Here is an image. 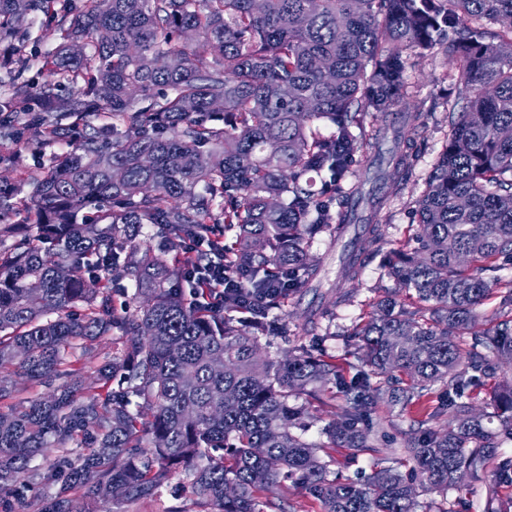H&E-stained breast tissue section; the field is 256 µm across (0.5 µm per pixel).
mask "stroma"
Segmentation results:
<instances>
[{
  "label": "stroma",
  "mask_w": 512,
  "mask_h": 512,
  "mask_svg": "<svg viewBox=\"0 0 512 512\" xmlns=\"http://www.w3.org/2000/svg\"><path fill=\"white\" fill-rule=\"evenodd\" d=\"M406 77L407 88L398 108L403 112H422L425 129L413 146L418 154L413 182L403 190L390 209L382 211L379 216V222L386 230L385 244L380 253L366 263L358 280L353 282L350 302L338 306L329 288L330 282L336 279V256L328 251L327 237L320 236L310 241L308 254L324 262L328 283L317 292L307 288L294 293L282 308L290 323L296 325L303 323L309 311L326 306L332 308V316L320 320L318 333L325 336V348L340 365L357 362L361 352L351 336L353 327L368 318L385 289L395 285L388 273L387 256L391 251L412 246L411 224L415 201L448 139V101L465 90L453 59L439 47L425 56L410 57ZM68 150L69 146L65 143L54 146L40 144L38 135L31 130L18 140L1 137L0 177L14 174V169L6 164L9 158H17L20 167L29 168L38 158H60ZM463 484L462 491L446 496L430 491L421 492L418 512H482L486 484L468 478L464 479ZM124 509L125 512H199L200 506L192 492L189 477L180 470L171 476L157 496L125 504Z\"/></svg>",
  "instance_id": "obj_1"
}]
</instances>
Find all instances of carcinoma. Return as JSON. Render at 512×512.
I'll list each match as a JSON object with an SVG mask.
<instances>
[{
  "instance_id": "carcinoma-1",
  "label": "carcinoma",
  "mask_w": 512,
  "mask_h": 512,
  "mask_svg": "<svg viewBox=\"0 0 512 512\" xmlns=\"http://www.w3.org/2000/svg\"><path fill=\"white\" fill-rule=\"evenodd\" d=\"M38 16L58 44L4 77L0 136L32 127L72 146L0 179V400L14 397L12 375L49 389L0 413V494L45 449L84 448L51 475L41 512H72L75 495L120 512L178 467L202 512H287L290 480L320 512H417L418 489L446 495L465 473L491 486L483 512H502L512 385L493 388L487 414L472 386L512 360V283L485 277L512 260V0H263L259 11L254 0H0V41ZM437 45L466 94L448 108V142L416 200V247L390 270L414 308L377 302L352 332L363 362L349 377L304 327L284 357L261 358V338H288L276 314L288 296L321 285L307 240L354 232L336 280L350 297L342 288L369 259L357 240L383 237L378 214L414 177L408 135L421 113L377 122L404 94L405 53ZM38 63L47 76L34 84ZM322 122L332 135H317ZM323 171L331 193L311 189ZM20 209L27 236L6 247ZM144 224L159 249L137 239ZM228 232L224 257L250 288L229 289L216 310L188 299L179 257L185 240ZM116 278L145 304L117 310ZM501 287L494 325L474 330ZM107 336L122 347L85 386L76 352ZM433 393L426 419L397 427L407 471L381 458L360 478L331 476L328 449L355 458L388 442L380 399L402 410ZM338 395L326 441L310 443L309 405ZM445 416L448 428L432 425Z\"/></svg>"
}]
</instances>
